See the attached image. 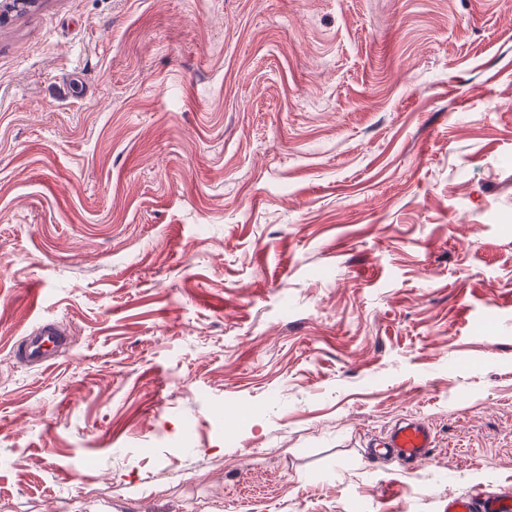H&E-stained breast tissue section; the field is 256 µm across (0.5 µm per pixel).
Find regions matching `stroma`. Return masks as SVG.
I'll use <instances>...</instances> for the list:
<instances>
[{"label":"stroma","mask_w":512,"mask_h":512,"mask_svg":"<svg viewBox=\"0 0 512 512\" xmlns=\"http://www.w3.org/2000/svg\"><path fill=\"white\" fill-rule=\"evenodd\" d=\"M0 252V512L512 485V0H38ZM406 417L429 462L368 457ZM66 336L54 324L42 323L18 346L22 357L33 364H46L48 359L65 343Z\"/></svg>","instance_id":"obj_1"}]
</instances>
